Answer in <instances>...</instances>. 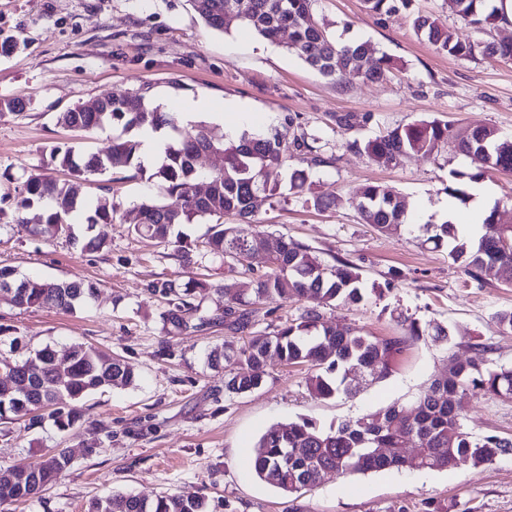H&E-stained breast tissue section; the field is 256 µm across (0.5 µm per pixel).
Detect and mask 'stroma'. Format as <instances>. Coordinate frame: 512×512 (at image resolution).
<instances>
[{
  "mask_svg": "<svg viewBox=\"0 0 512 512\" xmlns=\"http://www.w3.org/2000/svg\"><path fill=\"white\" fill-rule=\"evenodd\" d=\"M417 11L435 14L466 41L512 40L511 21L480 31L444 0H414L412 9L382 15L368 13L362 0H312L315 21L331 36L370 42L398 63L379 81L350 76L335 82L284 44L264 40L239 22L221 32L209 28L191 0H0V41L16 45L11 55L0 56V95L26 103L21 114L0 117V264L22 277L98 285L95 297L73 312L24 310L0 292V359L20 358L27 348L85 343L120 357L136 375L132 385L87 398L67 431L49 423L35 429L0 425L2 470L38 465L57 449L72 457L70 469L38 497L0 504V512H88L94 499L108 493L202 496L208 512H424L430 503L454 504L462 512H512V454L477 468L331 472L297 494L262 482L243 461L277 423L304 417L326 428L413 403L476 345L488 346L491 362L512 366V332L497 320L499 312L512 309V281L473 277L414 230L440 223L439 207L456 180L469 188L482 185L488 204L512 217V172L477 174L470 158L448 149L382 166L353 147L417 120L457 128L481 122L512 139V60L479 51L463 58L437 53L414 31ZM145 84L164 110L183 99L208 101L209 111L198 120L217 135L260 131L289 118L291 133L317 138L326 163L310 164L296 152L285 162L286 173H307L301 187L280 198H258L251 218L228 215L225 223L246 232L263 225L308 247L324 264L353 266L370 293L359 304L324 309L325 319L338 328L383 339L404 335L406 321L415 320L444 326L447 340L425 335L408 341L386 378L356 374L358 392L351 398L314 397L305 384L306 368L275 356L267 360L259 389L235 394L224 382L239 364L211 367L209 353L232 338L273 332L298 318L302 303L273 299L255 306L246 332L214 326L170 333L147 286L206 276L214 287L202 302L208 313L223 303L224 284L267 271L264 254H255L250 271L236 278L218 261L200 269L183 266L173 247L135 235L127 224L89 230L77 221L74 238L45 242L32 237L27 225L13 223V202L28 174L65 179L51 161L53 148L91 154L112 144L111 130H70L58 124L59 113ZM228 99L248 105V112L215 117ZM340 115L347 116V125L337 124ZM153 170L147 163L139 170L93 174L79 181V193L91 202L109 197L122 215L148 198L165 201L162 186L150 178ZM370 183L401 194L410 231L388 236L362 221L353 199ZM312 195L323 196L327 208L305 205ZM90 232L105 239L104 249H85ZM15 338L22 348L12 346ZM465 407L464 427L472 435L512 438V400L470 397Z\"/></svg>",
  "mask_w": 512,
  "mask_h": 512,
  "instance_id": "35a3bbf8",
  "label": "stroma"
}]
</instances>
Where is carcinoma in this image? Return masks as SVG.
I'll return each mask as SVG.
<instances>
[{"instance_id": "cac0c4a2", "label": "carcinoma", "mask_w": 512, "mask_h": 512, "mask_svg": "<svg viewBox=\"0 0 512 512\" xmlns=\"http://www.w3.org/2000/svg\"><path fill=\"white\" fill-rule=\"evenodd\" d=\"M450 8L463 20L482 29L498 18V8L489 0H449ZM366 11L389 14L407 9L412 0H363ZM194 8L209 27L222 31L233 16L258 36L275 40L289 34L288 49L320 75L332 80L358 75L367 81L383 78L396 61L381 54L369 42H338L311 14V0H193ZM413 27L437 51L467 57L477 44L459 40L433 14H416ZM482 52L491 57L512 59V42H486ZM149 89L141 88L120 96H109L91 106H76L57 117V122L75 131L110 128L116 131L112 147L102 155L78 156L75 149L56 147L51 158L74 176L105 173L113 169H142L141 141L135 132L149 127L172 132L162 162L149 179L163 183L167 202L143 201L123 216L137 235H148L176 247L185 264L192 262V245L172 237L173 228L205 219L210 227L201 241L204 254L236 268L235 257L252 251L254 243L266 244L268 271L237 288H224V307L212 314L201 311L197 299L212 290L205 280L192 278L184 286L164 281L150 291L163 299L164 327L177 332L224 324L240 331L249 324L247 307L268 299L306 303L300 321L286 324L250 339L243 345L224 341V349L209 354L213 367L236 360L241 372L225 382L228 391L250 392L261 386L269 353L288 364H306L310 372L306 385L317 398L356 394L346 380L357 367L373 380L392 371L393 362L407 339L418 340L425 330L412 320L407 335L376 339L347 328L339 330L324 320L322 309L336 304L362 302L365 288L360 274L347 265L328 266L312 252L283 235L273 237L263 231L247 236L224 216L248 218L251 200L260 192L268 197L282 194L283 164L289 150L310 157L315 165L325 163L317 155V139L289 137L290 123L273 125L263 133L234 131L227 139L214 138L203 124L182 126L178 113L149 106ZM469 157L479 173L489 169L512 172V141L502 140L495 130L482 124L454 129L437 120H419L387 130L355 148L374 162L396 165L409 154H432L444 146ZM214 148L224 153V168L203 172L198 155ZM206 191L198 193L200 184ZM362 220L387 235L404 231L405 203L390 187L368 184L353 200ZM40 205L43 221L29 227L32 236L51 241L71 235L69 218L85 212L87 229L114 221L115 209L107 201L93 206L78 197L67 182L31 173L22 185L14 221L26 223L23 212ZM483 235L475 240L446 220L426 228L425 242L447 248L448 257L459 262L476 278L500 279L512 273V225L501 223L499 206L489 209L483 220ZM20 293L14 304L21 309L56 308L73 311L95 296L97 285L83 280L48 281L18 277L15 270L0 266V291ZM486 347L458 360L448 375L434 380L421 394L414 411L405 405L346 419L327 429L301 418L279 423L264 433L254 446L252 463L257 477L284 493L293 494L317 485L323 474L339 476L367 474L386 469L443 470L448 467L481 465L512 453V440L489 435L474 437L464 430L461 400L470 394L482 398L512 399V367L491 366ZM0 421L28 419V428L41 426L49 418L59 427L72 426L80 417L79 404L93 393L134 382V373L124 362L82 343L62 349L46 346L11 362L0 361ZM416 453L406 458L401 452L407 443ZM386 448L379 455L376 449ZM55 467L14 466L0 474V503L26 501L38 496L46 486L69 469L71 457L64 450L54 453ZM88 512H206L201 497L166 494L148 501L133 494H109L97 499Z\"/></svg>"}]
</instances>
